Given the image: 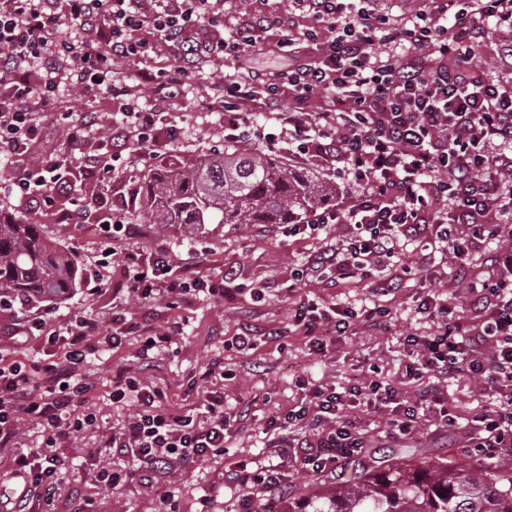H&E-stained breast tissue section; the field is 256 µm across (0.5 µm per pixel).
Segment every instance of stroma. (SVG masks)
I'll return each mask as SVG.
<instances>
[{
  "label": "stroma",
  "instance_id": "1",
  "mask_svg": "<svg viewBox=\"0 0 512 512\" xmlns=\"http://www.w3.org/2000/svg\"><path fill=\"white\" fill-rule=\"evenodd\" d=\"M475 62L490 67L503 77L512 76L511 21L498 24L494 43L478 50ZM237 68V60L227 55L196 74L175 100L158 105L150 96L141 97L143 107L157 108L159 133L152 158L129 166L125 180L140 185L148 169L164 165L171 159L223 153L224 111L219 101L224 93L225 78L236 74ZM67 206V201H60L55 208L36 217L50 237L74 253L82 272L79 290L60 305V322H73L89 312L104 320L116 310L129 316H140L143 306L138 301L125 297L120 304L112 302L110 287L120 282L121 274L103 256L107 240L101 235V227L108 223V215L98 212L85 218L59 221L60 211ZM122 220L136 225L140 234L132 239L116 240V248L148 252L161 245L180 259L202 252L217 266L239 268L246 282L265 284L266 303L251 319L253 326L260 329L270 326L286 329L289 307L302 299L323 305L334 300L343 301L356 308L372 301L368 290L359 284L332 291L312 285L289 289L288 278L292 264L299 258V243L283 235H263L254 224L237 228L212 224L187 236L173 227L149 223L147 217L131 204L126 205ZM447 271L440 255H433L427 271L418 272L409 288L403 289L393 300L391 333L383 335L359 323L352 332L329 343L319 355L310 354L304 339L289 332L276 341L257 337L256 349L246 353L232 347L231 339L243 323L242 313L251 304V297L246 292L232 304L200 297L174 309L157 306L154 310L156 321H178L185 328L184 335L177 337L163 355L161 378L183 382L191 375L202 373L209 359L218 355L224 359V374L210 379L209 387L223 390L228 414H236L245 404L250 407L242 432L230 438L223 457L172 474L181 512H200L204 507L209 512H236L237 497L230 489L218 485V477L241 464L252 469L260 463L278 462L275 450L262 445L260 425L272 412L300 402L309 386L347 387L354 375L360 373L374 374L404 390H412L414 383L406 374L410 348L405 337L410 333L425 335L436 330L437 319L419 313L418 305L427 294L423 287L425 279L446 281ZM135 351V346L129 344L114 351L106 350L89 364L88 370L102 390L91 401V409L98 416V426L85 433V444H94L100 431L123 427L135 413L133 401L112 402L104 390L113 369L135 365ZM364 419L369 425V447L363 453L361 465L348 466L338 476L330 473L310 476L299 468H291L286 484L272 498L277 508H284L288 500L335 487L337 478H357L366 471L394 469L415 459H465L476 466L493 463L483 452L461 447L447 432L426 430L417 439L401 441L387 436L380 418L368 413ZM58 495L69 512H74L80 497L96 499L100 512H157L159 508L155 492L149 486L134 481L106 494L78 464L70 469Z\"/></svg>",
  "mask_w": 512,
  "mask_h": 512
}]
</instances>
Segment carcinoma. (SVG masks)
I'll list each match as a JSON object with an SVG mask.
<instances>
[{
  "label": "carcinoma",
  "instance_id": "cac0c4a2",
  "mask_svg": "<svg viewBox=\"0 0 512 512\" xmlns=\"http://www.w3.org/2000/svg\"><path fill=\"white\" fill-rule=\"evenodd\" d=\"M141 211L154 224H301L329 208L336 186L257 150L224 151L152 168ZM74 255L30 218L0 219V293L64 297L80 285ZM284 512H512V463L473 470L463 462L417 460L369 471L327 496L304 497Z\"/></svg>",
  "mask_w": 512,
  "mask_h": 512
}]
</instances>
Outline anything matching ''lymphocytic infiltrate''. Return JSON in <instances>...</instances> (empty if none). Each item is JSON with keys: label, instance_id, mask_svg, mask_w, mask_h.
Listing matches in <instances>:
<instances>
[{"label": "lymphocytic infiltrate", "instance_id": "obj_1", "mask_svg": "<svg viewBox=\"0 0 512 512\" xmlns=\"http://www.w3.org/2000/svg\"><path fill=\"white\" fill-rule=\"evenodd\" d=\"M509 19L512 0H432L402 22L376 0H289L272 40L257 9L225 36L224 16L210 0H159L154 8L146 0H0V160L32 159L13 178L11 195L28 213L52 206L72 185L62 175L67 158L44 147L49 131L62 128L73 147L97 134L98 112L61 106L60 85L104 105L124 104L112 123L109 161L87 171L101 182L144 157L156 138V112L138 104L143 92L167 101L209 61L234 56L241 72L224 82L225 139L322 159L355 185L344 201L284 228L304 245L291 268L294 284L341 288L356 280L379 299L360 310L296 302L288 324L310 352L321 354L327 339L359 321L389 332L392 308L383 297L398 296L432 253L447 256L454 283L466 288L459 305L430 296L420 307L440 326L406 338V372L418 389L406 393L375 379L342 392L310 388L299 405L264 420L269 447L289 449L302 471L335 472L368 445L367 429L352 415L362 408L382 417L391 436L411 439L429 424L464 447L511 459L512 251L484 244H512V81L472 64L475 49ZM163 45L174 62L162 59ZM258 51L291 62L274 77L256 72L249 60ZM259 105L270 109L275 131L250 121ZM122 267L120 293L145 303L172 308L208 296L231 304L245 291L236 267L215 276L205 260L189 265L163 247L124 252ZM55 307L50 300L33 310L28 298L0 293V309L13 312L0 319V484L20 486L4 512H60L57 491L78 453L106 492L223 455L233 434L223 391H207L200 423L169 407L167 393L149 382L182 323L152 327L116 312L106 324L90 313L64 326ZM32 336L52 346L49 362L21 354ZM131 340L137 365L113 371L112 398H133L137 411L95 447L81 448L96 423L87 366ZM460 376L491 393L496 410L453 414L442 387ZM27 418L42 425V447L19 449ZM284 469L235 470L226 485L253 512L256 499L281 485Z\"/></svg>", "mask_w": 512, "mask_h": 512}]
</instances>
